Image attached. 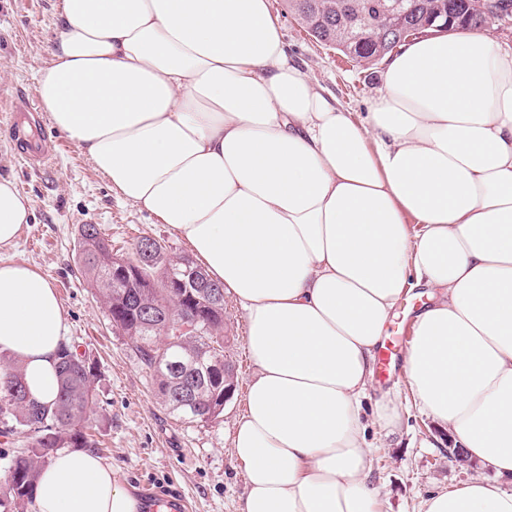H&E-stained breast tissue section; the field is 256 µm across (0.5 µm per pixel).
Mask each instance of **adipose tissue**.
Segmentation results:
<instances>
[{
	"mask_svg": "<svg viewBox=\"0 0 512 512\" xmlns=\"http://www.w3.org/2000/svg\"><path fill=\"white\" fill-rule=\"evenodd\" d=\"M37 92L125 200L190 244L246 319L231 439L240 512H379L368 429L399 407L373 367L408 284L428 289L404 380L481 475L421 512H512V50L417 40L353 117L289 56L270 0H61ZM32 201L0 177V248ZM62 305L0 261V353L52 402ZM35 512H137L88 450L57 451Z\"/></svg>",
	"mask_w": 512,
	"mask_h": 512,
	"instance_id": "ef3b65f1",
	"label": "adipose tissue"
}]
</instances>
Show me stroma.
<instances>
[{
	"instance_id": "35a3bbf8",
	"label": "stroma",
	"mask_w": 512,
	"mask_h": 512,
	"mask_svg": "<svg viewBox=\"0 0 512 512\" xmlns=\"http://www.w3.org/2000/svg\"><path fill=\"white\" fill-rule=\"evenodd\" d=\"M60 0H0V101L38 103L37 69L47 58ZM289 54L307 76L347 111L361 114L382 85L384 64L362 66L309 36L285 0H271ZM52 145L47 165L23 162L16 145L0 134V176L15 177L30 196L33 220L18 243L0 248V260L25 262L46 274L65 311L67 339L93 359L100 382L95 405L106 416L99 455L128 491L137 486L173 488L189 512H239L244 475L231 451V433L245 411L247 382L254 371L245 348V318L232 297L224 299V353L236 372V390L223 414L209 423H187L169 413L155 393L150 371L131 341L113 330L108 313L80 262L79 229L95 224L115 252H133L140 237L187 256V240L157 223L112 191L108 180L69 137L55 129L47 112L30 131ZM389 393L402 413L392 436L371 430L373 478L381 487V512H419L429 494L473 475L465 461L449 458L448 430L421 413L404 381L376 386Z\"/></svg>"
}]
</instances>
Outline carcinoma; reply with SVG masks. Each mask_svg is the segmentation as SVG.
I'll list each match as a JSON object with an SVG mask.
<instances>
[{
	"mask_svg": "<svg viewBox=\"0 0 512 512\" xmlns=\"http://www.w3.org/2000/svg\"><path fill=\"white\" fill-rule=\"evenodd\" d=\"M292 11L322 44H329L351 59L373 65L391 55L397 42L382 9L387 0H287ZM406 22L435 32L430 23L442 17L452 19L453 30H480L495 16L487 13L481 0H405ZM84 274L107 309L112 327L130 338L140 361L153 374L157 396L177 418L189 423H208L223 413L224 397V306L215 310L212 333L182 336L170 342L161 336L166 320L181 318L188 307L183 301L170 302L161 293L150 298L146 290L157 281L160 271L171 269L184 277L183 263L172 258L161 245L139 276L112 282V243L95 224L80 229ZM203 287H190L201 299L222 290L202 267L193 265ZM157 304L159 318L150 324L144 316L149 303ZM163 341H158V337ZM213 367L214 378H201L199 370ZM59 392L50 404L30 398L21 368L13 361L0 360V434L25 435L27 445L14 454L7 467V487L0 494V512H27L33 504L41 469L51 448H94L98 419L94 410L98 371L95 362L64 344L58 354ZM192 395L195 406L182 404V396Z\"/></svg>",
	"mask_w": 512,
	"mask_h": 512,
	"instance_id": "cac0c4a2",
	"label": "carcinoma"
}]
</instances>
